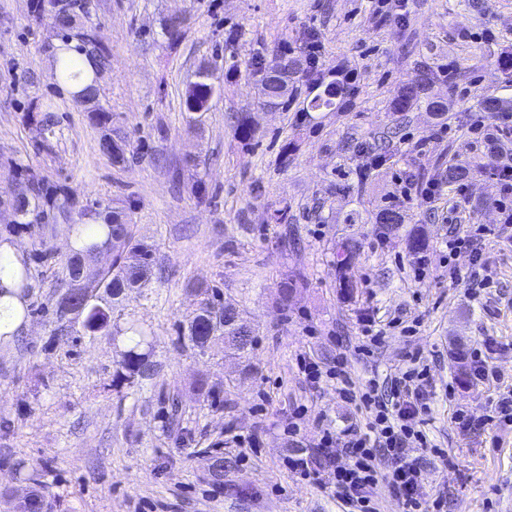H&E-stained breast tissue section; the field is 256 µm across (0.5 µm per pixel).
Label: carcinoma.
<instances>
[{
	"label": "carcinoma",
	"instance_id": "obj_1",
	"mask_svg": "<svg viewBox=\"0 0 512 512\" xmlns=\"http://www.w3.org/2000/svg\"><path fill=\"white\" fill-rule=\"evenodd\" d=\"M79 9V0H39L38 3L39 12H54L61 17V30L75 32V36L81 41L91 59L94 70L97 71L105 63L107 55L90 34L76 30ZM268 66L276 68L281 81L286 84L303 75L300 60L286 51L273 55ZM80 73L76 61L59 56L56 58L52 79L67 82L79 77ZM429 81L430 77L427 76L420 83L406 88L393 103V111L407 112L415 107L436 114L448 111V105L444 102L425 96ZM340 95V87L335 83H328L321 92L310 99L308 106L315 111L330 109L335 106V99ZM213 96L214 92L202 79L193 83L185 95L186 110L193 111V104H203ZM101 148L115 161L125 160L126 143L122 136L104 135ZM30 191V185H24L21 193L11 203L16 224H33L45 218L44 204L38 199L30 200ZM105 247L112 251V266L99 269L92 277L85 279V287L90 289V292L77 293L72 284L82 273L89 259ZM153 263L151 246L136 239L132 225L125 222L116 211L105 214L104 224L100 225L97 235H76L75 246L62 260L65 281L60 284L56 301L58 318L64 320L70 315L71 309L79 308V324L84 331L93 334L101 332L121 343L123 352L116 370V378L129 386L154 374L155 365L150 360L152 333L134 323L123 329L112 330L111 316L99 303L98 294L103 291L116 298L146 287L152 277ZM197 293L200 296L198 307L189 315L186 326L180 332L179 342H187L203 352L211 341L222 338L224 345L237 355L247 353L253 344V331L237 309L224 304L215 288L202 286L197 289ZM224 490L227 498L239 504L248 505L254 497L253 491L247 486L228 484ZM18 509L19 512H49L42 496L34 491L19 502Z\"/></svg>",
	"mask_w": 512,
	"mask_h": 512
}]
</instances>
